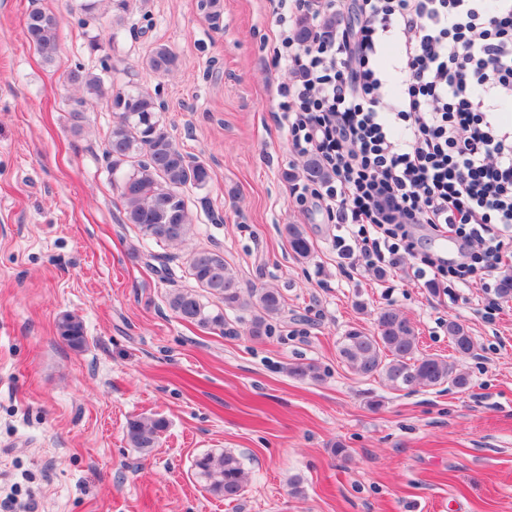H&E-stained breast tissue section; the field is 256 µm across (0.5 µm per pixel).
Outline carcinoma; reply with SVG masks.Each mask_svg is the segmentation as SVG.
Wrapping results in <instances>:
<instances>
[{
    "instance_id": "obj_1",
    "label": "carcinoma",
    "mask_w": 512,
    "mask_h": 512,
    "mask_svg": "<svg viewBox=\"0 0 512 512\" xmlns=\"http://www.w3.org/2000/svg\"><path fill=\"white\" fill-rule=\"evenodd\" d=\"M26 33L41 56L50 60L59 46L57 17L44 10L28 15ZM176 64V56L165 45L156 46L145 66L166 75ZM70 82L81 88L85 97L102 100L113 114L106 138V158L112 174L117 176L124 205L126 224L136 226L143 237L160 243L178 244L193 234V224L183 195L191 186L202 188L210 179L208 166L190 158L168 133L159 118L160 106L148 92L139 89L115 90L112 83L92 72L77 67ZM85 97L74 102L73 117L82 118ZM304 172L312 182H321L329 173L321 161L310 158ZM288 246L298 259L310 255L309 239L299 224L284 225ZM194 289L175 288L168 298L169 308L183 321L204 328L229 326L226 311L251 309L246 322L249 336L259 339L270 330V320L279 316L283 296L274 288L241 287L234 271L227 266L224 253L218 249H198L187 257ZM220 300L222 306L210 308L202 293ZM60 335L76 349L86 343L84 327L76 317L66 314L58 322ZM454 350L467 355L474 341L467 327L450 320L446 325ZM418 337L409 319L393 309L378 312L375 329L367 333L350 329L339 345L343 362L362 377L379 376L396 391H413L450 383L464 389L467 375L452 362L432 357H417ZM167 422L160 417H141L127 422L126 437L133 448L148 452L155 447ZM196 476L211 495L235 501L245 492L249 476L240 459L230 453H206L193 463Z\"/></svg>"
}]
</instances>
